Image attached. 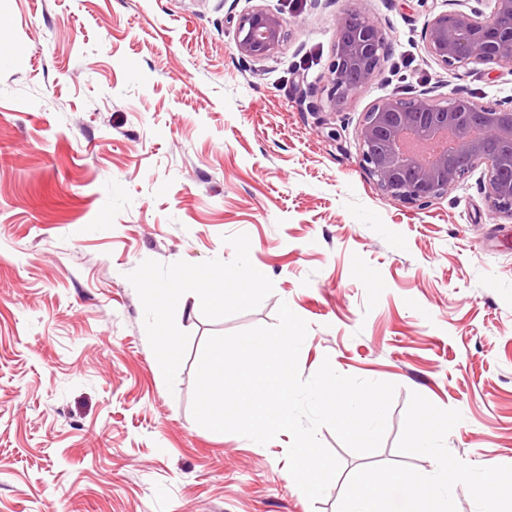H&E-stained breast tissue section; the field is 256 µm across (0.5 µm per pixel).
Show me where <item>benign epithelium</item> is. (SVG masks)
I'll use <instances>...</instances> for the list:
<instances>
[{"instance_id":"benign-epithelium-1","label":"benign epithelium","mask_w":512,"mask_h":512,"mask_svg":"<svg viewBox=\"0 0 512 512\" xmlns=\"http://www.w3.org/2000/svg\"><path fill=\"white\" fill-rule=\"evenodd\" d=\"M286 22L262 9L243 15L235 46L244 59L274 54ZM427 52L450 70L469 64L512 66V0L490 14L448 10L425 21ZM387 40L380 23L356 10L337 17L329 101L345 102L380 72ZM363 168L385 195L426 208L473 168L485 165L487 198L512 217V106L485 105L451 91H401L374 104L358 128ZM462 164H448V155Z\"/></svg>"}]
</instances>
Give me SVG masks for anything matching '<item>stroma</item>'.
Wrapping results in <instances>:
<instances>
[{"instance_id": "1", "label": "stroma", "mask_w": 512, "mask_h": 512, "mask_svg": "<svg viewBox=\"0 0 512 512\" xmlns=\"http://www.w3.org/2000/svg\"><path fill=\"white\" fill-rule=\"evenodd\" d=\"M448 0H0V512H337L356 470H435L396 444L411 393L456 409L446 445L512 465V218L476 168L420 209L360 162L364 112L401 88L512 104V69L446 70L424 21ZM287 37L242 59L239 18ZM381 23L380 73L330 108L336 19ZM231 288L158 325L155 294ZM323 361L396 384L381 448L327 427L341 472L309 502L290 437L191 413L205 339L277 322ZM177 338L169 350L166 335Z\"/></svg>"}]
</instances>
